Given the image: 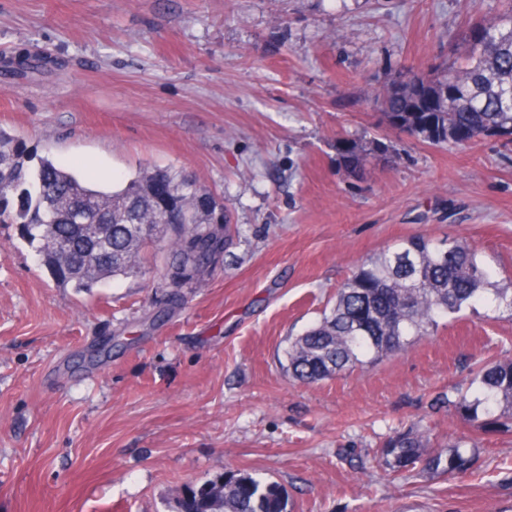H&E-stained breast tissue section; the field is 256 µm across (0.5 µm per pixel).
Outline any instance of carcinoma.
I'll return each mask as SVG.
<instances>
[{
  "label": "carcinoma",
  "mask_w": 512,
  "mask_h": 512,
  "mask_svg": "<svg viewBox=\"0 0 512 512\" xmlns=\"http://www.w3.org/2000/svg\"><path fill=\"white\" fill-rule=\"evenodd\" d=\"M466 58L441 78L413 72L389 86L381 96L389 122L434 145L502 137L512 143V0L469 28ZM43 60L19 55L7 67L30 73ZM346 143L351 171L369 147L361 139ZM0 223L17 225L56 282L78 293L140 275L146 245L157 240L170 309L182 305V289L224 263L238 237L223 203L169 170L144 169L104 191L2 131ZM488 277L479 253L463 241L446 247L418 236L385 248L344 280L317 322L288 338V374L313 384L398 355L439 319L485 302ZM448 412L467 427L452 444L433 443L431 429L414 424L378 445L377 462L395 480L408 472L451 478L476 471L475 433H512V359L477 363L466 391L448 400ZM177 512H285V506L276 483L229 470L187 489Z\"/></svg>",
  "instance_id": "cac0c4a2"
}]
</instances>
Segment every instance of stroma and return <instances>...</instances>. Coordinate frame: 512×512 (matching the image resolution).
<instances>
[{
    "mask_svg": "<svg viewBox=\"0 0 512 512\" xmlns=\"http://www.w3.org/2000/svg\"><path fill=\"white\" fill-rule=\"evenodd\" d=\"M504 0H0V130L108 189L169 169L221 198L240 242L167 311L142 275L78 293L0 224V512H175L233 469L286 512H512V434L475 475L391 481L370 454L482 360L512 358V315L481 304L400 356L302 384L289 337L356 266L424 235L468 240L512 288V144L432 145L378 97L452 63L468 16ZM347 138L379 139L356 172Z\"/></svg>",
    "mask_w": 512,
    "mask_h": 512,
    "instance_id": "stroma-1",
    "label": "stroma"
}]
</instances>
